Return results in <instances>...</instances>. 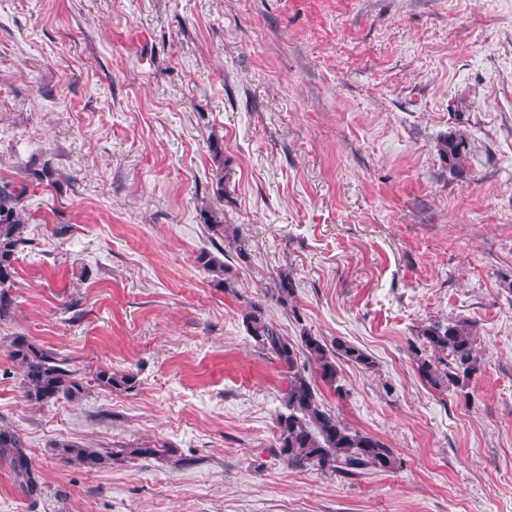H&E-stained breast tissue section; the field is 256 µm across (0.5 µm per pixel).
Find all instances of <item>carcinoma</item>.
Here are the masks:
<instances>
[{"label":"carcinoma","instance_id":"cac0c4a2","mask_svg":"<svg viewBox=\"0 0 512 512\" xmlns=\"http://www.w3.org/2000/svg\"><path fill=\"white\" fill-rule=\"evenodd\" d=\"M440 154L450 170L463 171L468 155L466 139L457 133L448 134L441 141ZM27 192L28 185L23 183L0 187V320L8 317L12 308L8 289L17 274L19 254L28 242L21 207ZM204 215L208 235L226 240L239 260H248L245 245L228 231L218 214L208 209ZM218 252L216 256L203 251L197 261L212 275L215 286L221 288L230 279V267L220 259L224 250L220 248ZM294 292L290 274L279 271L277 301L293 313L296 309L289 306V301ZM244 322L256 345L275 358L286 374L287 388L282 398L285 411L277 415L276 431L279 455L289 466L313 467L323 474L341 477L397 469V457L386 443L344 424L320 396V381L338 394L343 391L337 361L342 359L368 369L372 360L366 353L346 343L330 346L305 330L294 340L266 318L259 303H250ZM417 340L414 354L418 372L436 389L463 388L481 371L476 332L467 320L430 321L419 327ZM8 357L21 370L24 395L34 404L44 406L60 399L73 400L85 388L75 372L65 367L66 360L37 347L24 336L13 337ZM94 382L101 388L125 391L136 385L134 375H119L109 369L98 370ZM55 447L62 457L75 459L89 468H100L121 456L158 454L157 449L149 447L97 449L73 441L58 442ZM0 464L10 468L14 483L28 495L38 492V480L26 446L15 428L0 427Z\"/></svg>","mask_w":512,"mask_h":512}]
</instances>
